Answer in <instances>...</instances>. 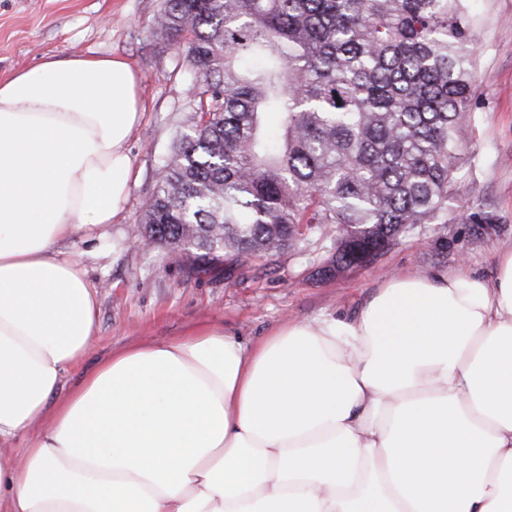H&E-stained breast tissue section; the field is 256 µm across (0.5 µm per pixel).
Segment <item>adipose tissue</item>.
Segmentation results:
<instances>
[{
    "mask_svg": "<svg viewBox=\"0 0 512 512\" xmlns=\"http://www.w3.org/2000/svg\"><path fill=\"white\" fill-rule=\"evenodd\" d=\"M138 86L118 56L0 81V512H512V249L254 345L132 343L55 400L97 332L61 246L123 208Z\"/></svg>",
    "mask_w": 512,
    "mask_h": 512,
    "instance_id": "ef3b65f1",
    "label": "adipose tissue"
}]
</instances>
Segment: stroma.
Wrapping results in <instances>:
<instances>
[{
  "label": "stroma",
  "mask_w": 512,
  "mask_h": 512,
  "mask_svg": "<svg viewBox=\"0 0 512 512\" xmlns=\"http://www.w3.org/2000/svg\"><path fill=\"white\" fill-rule=\"evenodd\" d=\"M161 0H0V79L51 55L125 58L140 77L142 118L127 149L129 194L104 238L76 243L98 303V332L65 376L66 396L112 350L210 326L255 343L284 320L350 316L386 278L467 263L491 277L512 247V0H471L477 66L465 164L444 224L403 237L376 263L325 279L317 239L273 257L209 263L130 239L155 190L159 159L194 99L192 75L174 46L153 34Z\"/></svg>",
  "instance_id": "stroma-1"
}]
</instances>
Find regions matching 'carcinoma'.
<instances>
[{
    "instance_id": "carcinoma-1",
    "label": "carcinoma",
    "mask_w": 512,
    "mask_h": 512,
    "mask_svg": "<svg viewBox=\"0 0 512 512\" xmlns=\"http://www.w3.org/2000/svg\"><path fill=\"white\" fill-rule=\"evenodd\" d=\"M192 73L188 131L138 236L197 261L275 256L317 232L362 267L448 223L474 80L467 0H163Z\"/></svg>"
}]
</instances>
